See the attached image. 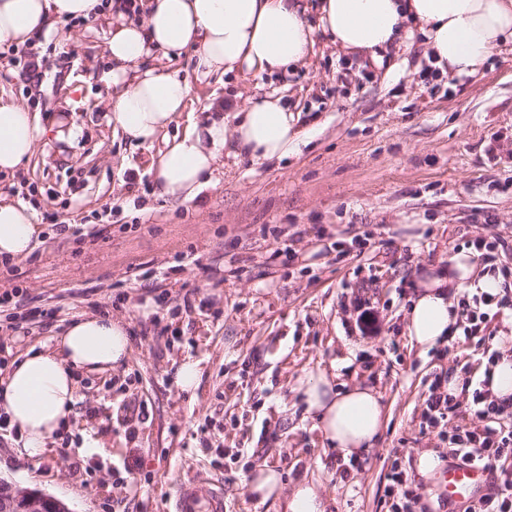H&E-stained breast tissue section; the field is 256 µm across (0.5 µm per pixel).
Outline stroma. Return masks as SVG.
<instances>
[{
	"label": "stroma",
	"mask_w": 512,
	"mask_h": 512,
	"mask_svg": "<svg viewBox=\"0 0 512 512\" xmlns=\"http://www.w3.org/2000/svg\"><path fill=\"white\" fill-rule=\"evenodd\" d=\"M110 27L0 48V95L47 129L19 194L44 233L36 255L0 266V293H17L0 304V363L85 314L122 318L132 348L119 369L81 376L71 430L39 458H17V434L0 427V478L71 512H174L189 481L223 491L224 512H279L245 486L265 464L285 489L316 484L335 512H388L397 465L416 512H448L417 460L429 449L447 458L439 432L468 416L427 427L425 400L497 343L458 335L423 351L405 316L419 274L447 269L476 238L498 240L493 265L512 270V43L478 75L427 83L418 37L372 60L317 32L306 66L262 78L201 81L190 60L173 63L192 86L177 131L274 94L306 133L279 162L221 157L197 200L175 205L149 172L162 140L135 144L110 123L99 79ZM63 114L77 137L56 139ZM187 360L201 376L183 392ZM322 371L381 395L386 422L367 457L343 460L306 419L298 387Z\"/></svg>",
	"instance_id": "obj_1"
}]
</instances>
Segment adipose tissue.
I'll list each match as a JSON object with an SVG mask.
<instances>
[{"mask_svg": "<svg viewBox=\"0 0 512 512\" xmlns=\"http://www.w3.org/2000/svg\"><path fill=\"white\" fill-rule=\"evenodd\" d=\"M138 8L144 17L135 21L122 0H0V46L49 42L61 22L111 15L106 55L112 66L101 79L115 89L114 127L136 144L154 141L190 103L188 82L152 66L155 54L170 61L189 57L204 77L274 75L304 63L313 48L301 0H140ZM317 12V28L337 49L374 56L419 35L436 65L457 75L478 74L502 43L512 42V0H319ZM234 118L230 127L216 119L190 122L166 142L149 166L159 197L193 201L224 149L261 161H280L299 149L298 117L280 98L249 101ZM44 133L37 113L0 99V174L14 176ZM41 233L31 208L0 192V259L27 257ZM474 270L471 254L461 251L450 257L447 272L424 276L407 317L413 343L429 348L451 336L457 310L448 289L473 280ZM477 282L482 288L499 285L487 275ZM497 342L501 355L483 365L480 377L493 398L512 411V336L499 335ZM129 353L124 321L99 314L72 321L53 348L32 349L14 360L0 383V408L22 441L19 455L40 457L67 428L78 374L110 371ZM298 391L306 415L343 457L373 448L385 421L375 391L339 390L324 374L308 377ZM249 490L262 501L281 500L283 512L327 510L316 486L285 492L280 473L266 465L254 472Z\"/></svg>", "mask_w": 512, "mask_h": 512, "instance_id": "1", "label": "adipose tissue"}]
</instances>
